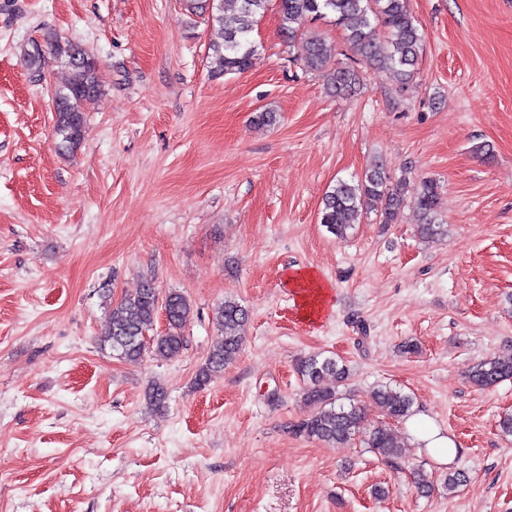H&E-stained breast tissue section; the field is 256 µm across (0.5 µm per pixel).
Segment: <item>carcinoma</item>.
<instances>
[{
    "label": "carcinoma",
    "mask_w": 512,
    "mask_h": 512,
    "mask_svg": "<svg viewBox=\"0 0 512 512\" xmlns=\"http://www.w3.org/2000/svg\"><path fill=\"white\" fill-rule=\"evenodd\" d=\"M270 0H186L192 14L211 13L218 25L219 40L210 45L219 63L218 74H241L247 71L257 52L252 33L265 14ZM280 33L288 40L296 37L301 27L328 16L343 29L346 40L359 60L387 70L400 84L407 85L416 74L422 46V34L409 13L407 0H278ZM381 27L386 33L380 41L372 30ZM307 63L322 73L327 90L336 96H352L361 86V74L353 65L335 63V48L323 37L312 33L307 38ZM58 56L70 69L68 81L54 89L53 138L55 150L63 155L75 152L84 139V105L102 95L97 61L73 43L55 45ZM413 208L419 217L417 234L434 241L447 234V225L439 215L440 192L432 179L414 186L401 179L390 180L381 164L368 169L356 182L339 180L323 198L320 223L339 239L345 238L355 218L363 210L375 212L381 224H396L405 208ZM158 288L145 280L131 295L112 304L109 325L101 342L126 362L137 364L147 357L172 360L185 346L182 326L191 313L185 295H166L167 330L145 341L153 329L158 313ZM248 320L245 308L226 300L218 309L216 324L220 338L213 344L204 364L198 370L194 386L202 388L220 376L224 366L233 361L243 344L242 331ZM302 377V399L310 408L309 415L289 426L291 432L316 440L329 448L344 445L358 434L374 454L400 469L405 448L396 432L380 424L372 430L363 427L364 408L346 407L340 403L338 388L346 385L350 372L343 361L333 355L314 354L296 362ZM469 382L480 389L496 386L512 379V352L485 357L468 370ZM169 398L166 387L154 383L148 391V405L163 411ZM414 398L389 385H377L368 394V407L393 422L405 420L412 412Z\"/></svg>",
    "instance_id": "cac0c4a2"
}]
</instances>
